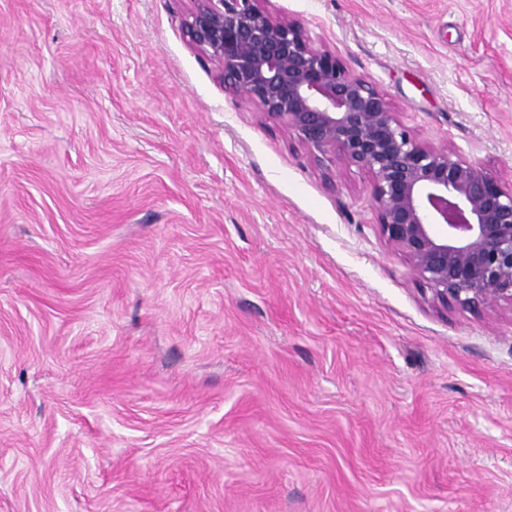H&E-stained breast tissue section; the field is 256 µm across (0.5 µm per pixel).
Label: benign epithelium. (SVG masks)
<instances>
[{"label":"benign epithelium","instance_id":"benign-epithelium-1","mask_svg":"<svg viewBox=\"0 0 512 512\" xmlns=\"http://www.w3.org/2000/svg\"><path fill=\"white\" fill-rule=\"evenodd\" d=\"M180 18L224 87L282 124L325 171L371 176L379 235L426 284L428 301L512 308V183L447 144L411 136L383 91L260 0H190Z\"/></svg>","mask_w":512,"mask_h":512}]
</instances>
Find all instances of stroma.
<instances>
[{"label":"stroma","mask_w":512,"mask_h":512,"mask_svg":"<svg viewBox=\"0 0 512 512\" xmlns=\"http://www.w3.org/2000/svg\"><path fill=\"white\" fill-rule=\"evenodd\" d=\"M190 6L0 0V512H512V308L430 307ZM266 7L512 175V0Z\"/></svg>","instance_id":"35a3bbf8"}]
</instances>
